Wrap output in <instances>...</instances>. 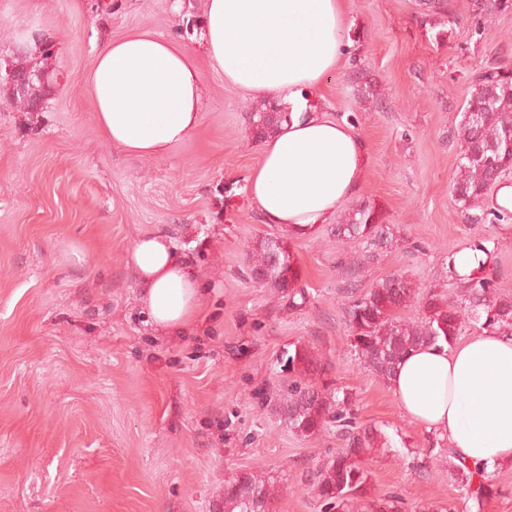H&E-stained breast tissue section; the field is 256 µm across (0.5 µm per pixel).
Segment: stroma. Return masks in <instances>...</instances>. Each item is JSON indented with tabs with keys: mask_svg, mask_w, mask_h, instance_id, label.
I'll use <instances>...</instances> for the list:
<instances>
[{
	"mask_svg": "<svg viewBox=\"0 0 512 512\" xmlns=\"http://www.w3.org/2000/svg\"><path fill=\"white\" fill-rule=\"evenodd\" d=\"M205 2L0 0V58L51 80L38 112L0 92V512H214L226 480L259 468L280 478L272 512H325L310 473L342 447L336 428L304 438L262 405L299 342L387 438L366 462V495L395 497L402 512H469L448 453L352 351L344 303L349 285L392 274L447 288L450 256L476 241L512 294V237L494 217L467 220L449 194L473 77L512 65V7L348 0L352 48L316 106L353 121L368 175L352 201L373 204L397 242L364 262L326 224L288 237L310 295L294 309L248 270L257 239L282 234L246 192L262 147L255 99L201 64L200 125L158 158L125 155L94 121L85 78L102 42L144 29L200 53ZM153 230L191 256L207 290L182 334L149 324L125 264Z\"/></svg>",
	"mask_w": 512,
	"mask_h": 512,
	"instance_id": "obj_1",
	"label": "stroma"
}]
</instances>
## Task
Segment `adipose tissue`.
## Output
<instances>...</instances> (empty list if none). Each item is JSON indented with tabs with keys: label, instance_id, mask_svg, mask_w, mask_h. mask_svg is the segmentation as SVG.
I'll use <instances>...</instances> for the list:
<instances>
[{
	"label": "adipose tissue",
	"instance_id": "obj_1",
	"mask_svg": "<svg viewBox=\"0 0 512 512\" xmlns=\"http://www.w3.org/2000/svg\"><path fill=\"white\" fill-rule=\"evenodd\" d=\"M346 0H206L203 58L145 30L109 40L87 77L102 137L135 158H156L199 126L205 100L199 64L253 98L276 97L291 120L264 140L246 179L261 220L291 235L333 223L363 185L364 141L354 127L311 111L324 76L345 57ZM149 321L178 333L202 310L196 270L162 231L141 234L125 257ZM389 388L400 412L445 442L468 467L512 463V334L481 330L400 360Z\"/></svg>",
	"mask_w": 512,
	"mask_h": 512
}]
</instances>
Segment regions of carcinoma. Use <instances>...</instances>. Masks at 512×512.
Segmentation results:
<instances>
[{
    "instance_id": "carcinoma-1",
    "label": "carcinoma",
    "mask_w": 512,
    "mask_h": 512,
    "mask_svg": "<svg viewBox=\"0 0 512 512\" xmlns=\"http://www.w3.org/2000/svg\"><path fill=\"white\" fill-rule=\"evenodd\" d=\"M0 89H4L19 106L38 112L47 92L41 70L17 62L4 68ZM31 73L34 78L21 93L10 75ZM287 119L283 110L267 102L253 108L249 122L253 134L263 139ZM461 154L450 183L452 199L467 212L480 207L492 185L512 173V67L493 63L474 79L470 97L459 123ZM339 241H353L363 246L364 257L375 258L396 243L391 224L383 223L369 203L359 204L345 213L331 227ZM250 276L263 286L276 289L288 297L290 307L307 303L305 289L299 287L301 274L294 265L286 241L278 236L259 239L249 250ZM465 282H456V297L436 291L422 293L414 282L402 275L383 278L363 292L346 293L344 313L350 347L372 373L387 381L401 357L424 344L453 345L465 323L489 330L512 332V295L496 292L497 263ZM419 303L423 320L418 324L403 321L399 311ZM289 370L294 376L277 398L268 401L269 414L289 431L304 438L318 435L324 426L338 428L344 447L329 455L311 476L313 490L329 508L345 512L352 502L363 497L368 471L362 460L369 454L382 433L354 422L352 394L324 381L327 368L306 345L294 346L288 355ZM457 478L470 490L472 506L482 509L492 493L488 472L456 465ZM277 490V477L269 474L243 473L224 485L220 512H270ZM365 512H397L389 498H377L361 506Z\"/></svg>"
}]
</instances>
